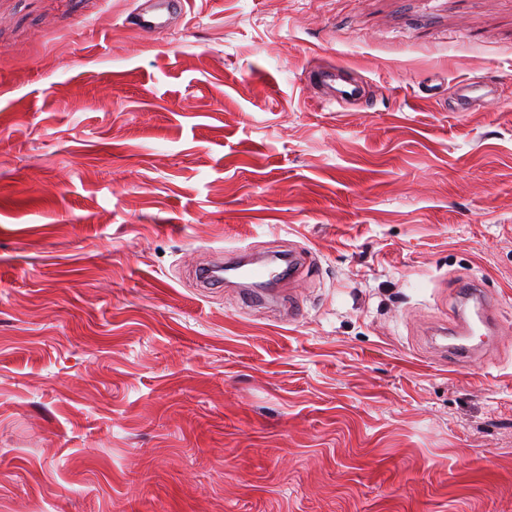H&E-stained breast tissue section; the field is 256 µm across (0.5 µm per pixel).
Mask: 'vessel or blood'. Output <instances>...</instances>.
Wrapping results in <instances>:
<instances>
[{"label":"vessel or blood","instance_id":"b4317fda","mask_svg":"<svg viewBox=\"0 0 512 512\" xmlns=\"http://www.w3.org/2000/svg\"><path fill=\"white\" fill-rule=\"evenodd\" d=\"M187 0H138L131 13L134 30L145 34H162L169 29L175 18L183 16ZM318 83L325 89V105H345L357 101L361 96L360 86L350 80L343 69L328 67L319 70ZM498 85L490 78L462 79L455 83L451 111L466 112L485 99L495 97ZM305 258L292 251L273 258H260L248 262L246 249H238L226 256L225 269L239 280H263L278 282L283 274L299 272ZM501 321L497 308L487 300L483 288L474 287L461 298L454 321L449 329L455 335V343L449 344L448 356L457 363H470L480 359L483 343L477 342L476 333L500 329Z\"/></svg>","mask_w":512,"mask_h":512}]
</instances>
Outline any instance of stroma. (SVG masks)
<instances>
[{
	"label": "stroma",
	"mask_w": 512,
	"mask_h": 512,
	"mask_svg": "<svg viewBox=\"0 0 512 512\" xmlns=\"http://www.w3.org/2000/svg\"><path fill=\"white\" fill-rule=\"evenodd\" d=\"M134 6L0 0V512H512V0ZM291 245L274 308L192 277ZM187 0H139L131 13L134 30L145 34H162L177 17H182ZM316 74L314 80L325 89L322 103L326 106H343L360 98V86L346 76L343 68L328 67L317 71ZM498 83L491 78L462 79L455 83L453 101L449 105L452 112H467L479 102L495 97ZM461 298L457 305L452 326L449 328L451 336L458 340L448 345V357L455 363H471L481 359L484 352L485 341L492 329L497 334L501 330L500 315L485 296V291L480 285ZM480 331L479 342L473 343L476 332ZM485 332V333H484Z\"/></svg>",
	"instance_id": "35a3bbf8"
}]
</instances>
